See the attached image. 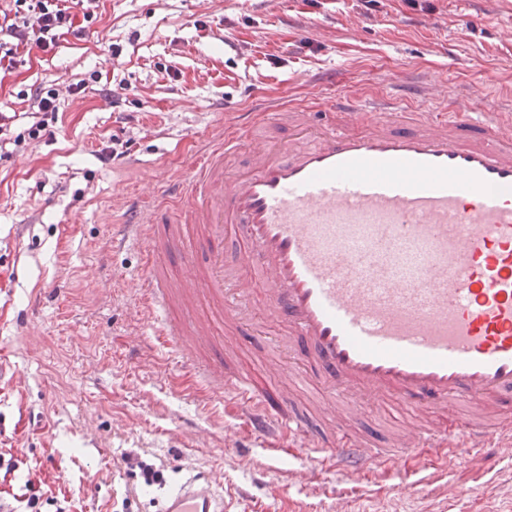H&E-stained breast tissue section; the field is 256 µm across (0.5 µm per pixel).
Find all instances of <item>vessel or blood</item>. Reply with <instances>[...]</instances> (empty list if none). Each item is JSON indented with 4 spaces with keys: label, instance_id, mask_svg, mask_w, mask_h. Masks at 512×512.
<instances>
[{
    "label": "vessel or blood",
    "instance_id": "vessel-or-blood-1",
    "mask_svg": "<svg viewBox=\"0 0 512 512\" xmlns=\"http://www.w3.org/2000/svg\"><path fill=\"white\" fill-rule=\"evenodd\" d=\"M266 125L280 135L238 162ZM130 214L112 237L144 248L137 302L156 341L178 344L201 394L231 400L255 438H301L315 494L324 473L365 483L412 448L460 462L512 447L511 112L457 95L425 114L402 83L273 102ZM228 236L244 246L231 261ZM171 253L195 281L159 273ZM258 314L272 361L242 363L230 343L201 357L215 327L232 337ZM373 395L414 416L385 443L351 424ZM159 512H224V496L201 474Z\"/></svg>",
    "mask_w": 512,
    "mask_h": 512
}]
</instances>
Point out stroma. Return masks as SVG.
Returning <instances> with one entry per match:
<instances>
[{
  "instance_id": "1",
  "label": "stroma",
  "mask_w": 512,
  "mask_h": 512,
  "mask_svg": "<svg viewBox=\"0 0 512 512\" xmlns=\"http://www.w3.org/2000/svg\"><path fill=\"white\" fill-rule=\"evenodd\" d=\"M424 78L476 110L512 98V0H100L85 39L33 51L0 87V490L14 512H157L209 476L226 512H336L308 490L301 449L249 448L229 409L189 399L178 349L151 344L134 295L138 247L112 244L129 195L200 160L226 115L385 80ZM58 90L50 134L20 90ZM124 158L103 163L113 140ZM159 470L146 485L138 468ZM377 469L350 512H512V456L490 448L446 482Z\"/></svg>"
}]
</instances>
